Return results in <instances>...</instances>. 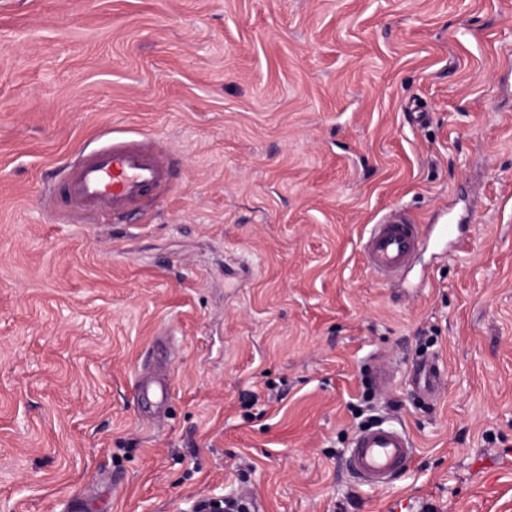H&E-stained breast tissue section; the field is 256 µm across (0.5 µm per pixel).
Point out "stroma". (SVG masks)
Instances as JSON below:
<instances>
[{"instance_id": "obj_1", "label": "stroma", "mask_w": 512, "mask_h": 512, "mask_svg": "<svg viewBox=\"0 0 512 512\" xmlns=\"http://www.w3.org/2000/svg\"><path fill=\"white\" fill-rule=\"evenodd\" d=\"M142 134L169 192L119 224L50 199ZM397 206L462 245L384 282L362 246ZM164 333L158 415L134 388ZM373 415L415 446L385 490L345 465ZM241 490L512 512V0H0V512ZM415 383L419 390L428 396H435L439 391V378L435 365L430 361L422 362L414 373Z\"/></svg>"}]
</instances>
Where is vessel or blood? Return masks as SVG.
I'll list each match as a JSON object with an SVG mask.
<instances>
[{"mask_svg":"<svg viewBox=\"0 0 512 512\" xmlns=\"http://www.w3.org/2000/svg\"><path fill=\"white\" fill-rule=\"evenodd\" d=\"M171 187L168 160L144 138L115 139L80 154L65 167L62 178L68 205L109 213L116 222L138 207L148 193ZM424 244L405 210L393 209L372 226L363 245L367 268L380 280H392L406 271ZM414 378L424 394L438 393L439 378L432 362H422ZM413 455V443L403 428L380 423L354 435L347 465L361 484L385 488L407 468Z\"/></svg>","mask_w":512,"mask_h":512,"instance_id":"1","label":"vessel or blood"}]
</instances>
